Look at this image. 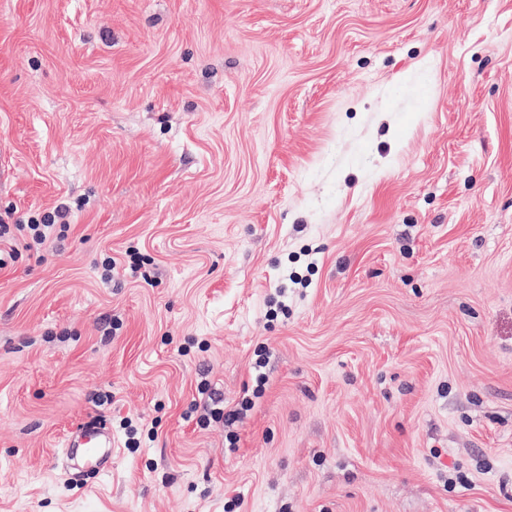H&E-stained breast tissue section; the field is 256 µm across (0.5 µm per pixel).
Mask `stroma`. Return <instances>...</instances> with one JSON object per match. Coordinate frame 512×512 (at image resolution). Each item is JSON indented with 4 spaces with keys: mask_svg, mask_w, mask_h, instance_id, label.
<instances>
[{
    "mask_svg": "<svg viewBox=\"0 0 512 512\" xmlns=\"http://www.w3.org/2000/svg\"><path fill=\"white\" fill-rule=\"evenodd\" d=\"M59 206L0 512H512V0H0V215ZM87 436H93L98 439L99 447H86L89 452L86 457L97 467H104L112 457V433H108L105 440L99 438L98 433L85 434L83 440Z\"/></svg>",
    "mask_w": 512,
    "mask_h": 512,
    "instance_id": "35a3bbf8",
    "label": "stroma"
}]
</instances>
